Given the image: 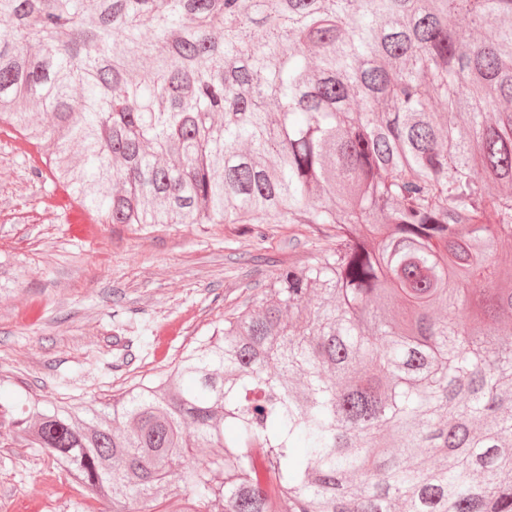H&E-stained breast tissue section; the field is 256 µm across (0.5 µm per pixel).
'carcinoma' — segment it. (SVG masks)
<instances>
[{"label":"carcinoma","instance_id":"cac0c4a2","mask_svg":"<svg viewBox=\"0 0 512 512\" xmlns=\"http://www.w3.org/2000/svg\"><path fill=\"white\" fill-rule=\"evenodd\" d=\"M2 123L107 224L331 243L0 430L112 512H512V0H0Z\"/></svg>","mask_w":512,"mask_h":512}]
</instances>
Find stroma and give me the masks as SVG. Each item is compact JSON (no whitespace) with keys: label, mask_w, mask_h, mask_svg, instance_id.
<instances>
[{"label":"stroma","mask_w":512,"mask_h":512,"mask_svg":"<svg viewBox=\"0 0 512 512\" xmlns=\"http://www.w3.org/2000/svg\"><path fill=\"white\" fill-rule=\"evenodd\" d=\"M0 126V253L14 264L0 298V394L110 402L158 376L261 295L273 263L327 240L305 224L73 223L69 193L39 150ZM94 501L39 449L0 433V512H91Z\"/></svg>","instance_id":"stroma-1"}]
</instances>
